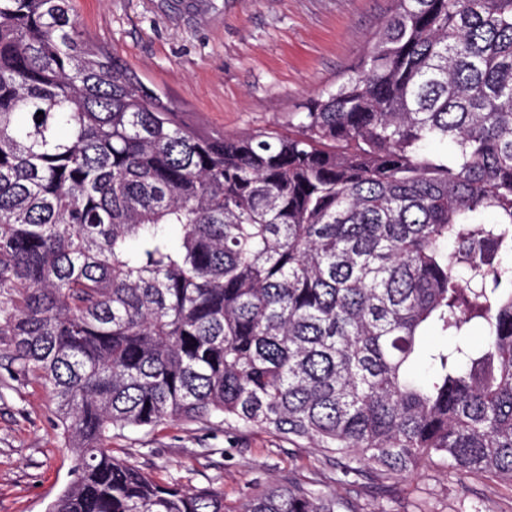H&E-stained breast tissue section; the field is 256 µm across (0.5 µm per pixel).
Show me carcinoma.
I'll use <instances>...</instances> for the list:
<instances>
[{
  "label": "carcinoma",
  "instance_id": "1",
  "mask_svg": "<svg viewBox=\"0 0 512 512\" xmlns=\"http://www.w3.org/2000/svg\"><path fill=\"white\" fill-rule=\"evenodd\" d=\"M393 2L291 133L227 135L71 0H0V336L75 450L51 512H356L291 480L230 510L112 455L168 420L305 441L348 485L435 456L512 483V0Z\"/></svg>",
  "mask_w": 512,
  "mask_h": 512
}]
</instances>
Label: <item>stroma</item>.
Here are the masks:
<instances>
[{"mask_svg":"<svg viewBox=\"0 0 512 512\" xmlns=\"http://www.w3.org/2000/svg\"><path fill=\"white\" fill-rule=\"evenodd\" d=\"M90 40L108 49L202 129L288 132L292 113L361 62L392 0H73ZM55 404L29 376L0 368V512H50L73 479ZM116 455L153 478L223 493L236 505L290 478L318 482L357 512H512V483L461 477L437 459L379 486L335 481L320 450L262 429L171 421L125 429Z\"/></svg>","mask_w":512,"mask_h":512,"instance_id":"obj_1","label":"stroma"}]
</instances>
